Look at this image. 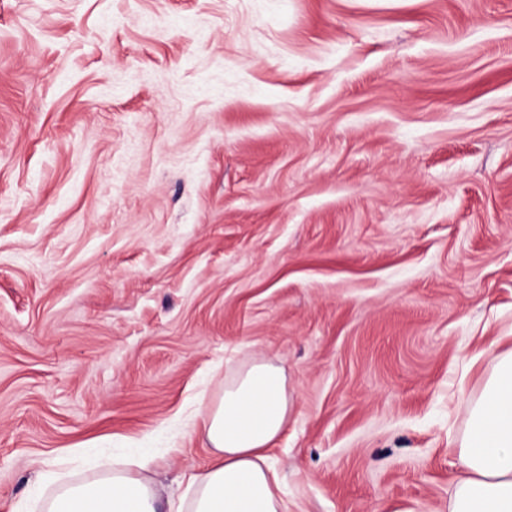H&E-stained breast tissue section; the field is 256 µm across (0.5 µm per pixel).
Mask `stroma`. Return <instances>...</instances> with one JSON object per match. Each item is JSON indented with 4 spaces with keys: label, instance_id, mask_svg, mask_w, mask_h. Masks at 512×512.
I'll return each instance as SVG.
<instances>
[{
    "label": "stroma",
    "instance_id": "35a3bbf8",
    "mask_svg": "<svg viewBox=\"0 0 512 512\" xmlns=\"http://www.w3.org/2000/svg\"><path fill=\"white\" fill-rule=\"evenodd\" d=\"M489 348L512 0H0V512L132 447L179 496L244 351L289 512H448Z\"/></svg>",
    "mask_w": 512,
    "mask_h": 512
}]
</instances>
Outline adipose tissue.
I'll list each match as a JSON object with an SVG mask.
<instances>
[{
    "instance_id": "obj_1",
    "label": "adipose tissue",
    "mask_w": 512,
    "mask_h": 512,
    "mask_svg": "<svg viewBox=\"0 0 512 512\" xmlns=\"http://www.w3.org/2000/svg\"><path fill=\"white\" fill-rule=\"evenodd\" d=\"M493 368L469 406L459 443L465 475L448 512H512V351L492 356ZM288 381L282 368L243 356L224 381L221 398L200 405L213 458L186 476L179 498L166 494L152 457L99 458L104 478L82 483L42 472L39 489L15 512H288L270 449L288 423Z\"/></svg>"
}]
</instances>
